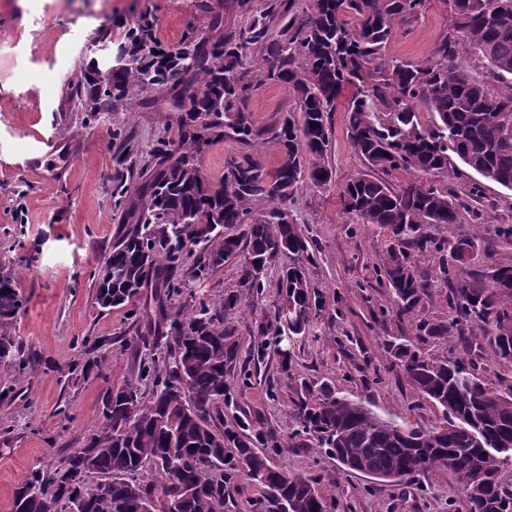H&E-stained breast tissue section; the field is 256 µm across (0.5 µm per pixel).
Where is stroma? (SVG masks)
<instances>
[{
  "instance_id": "obj_1",
  "label": "stroma",
  "mask_w": 512,
  "mask_h": 512,
  "mask_svg": "<svg viewBox=\"0 0 512 512\" xmlns=\"http://www.w3.org/2000/svg\"><path fill=\"white\" fill-rule=\"evenodd\" d=\"M251 3L252 12L267 7V0ZM252 12L236 0H0V270L14 274L23 300L6 331L34 363L23 373L0 363V512H11L12 490L32 469L53 470L63 455L89 443L99 430L105 392L138 372L140 355L127 344L138 322L128 306L105 310L95 297V276L124 229L112 197L114 133L132 131L149 151L158 142L177 141L178 127L162 100L150 107L120 105L109 116L85 112L73 89L91 57V38L108 27L113 41H120L129 24L147 13L157 38L172 44L188 31L207 32L212 14H223L225 28L239 29ZM449 21L444 0H426L418 19L394 26L386 59L430 60ZM258 58L251 52L243 69L252 86L246 107L255 128L265 129L298 106L287 86L266 81ZM35 135L72 147L62 174L19 166ZM329 163L331 184L303 186L291 207L315 242L307 269L327 298L326 308L294 342L290 372L268 353L251 386H235L237 408L223 411L220 426L239 416L265 432L287 435L288 406L303 381L336 386L400 423L433 426L442 420L440 409L410 387L385 345L414 340L418 318L448 319V286L438 283L421 315L397 314L375 274L388 236L354 223L340 199L341 186L365 170L347 139L341 109L332 114ZM476 182L482 185L479 208L512 216V191L481 180L464 164L436 180L461 194ZM461 227L482 237L469 271L512 264V237L498 235L492 224H472L466 212ZM278 277V269H271L261 298L224 313L240 341L239 361L261 342L255 330L278 301ZM422 347L431 358L472 357L489 382L512 379V364L499 362L490 349L475 351L472 336L429 339ZM267 454L276 466L330 488L329 512H467L446 471L391 484L344 470L315 448H271Z\"/></svg>"
}]
</instances>
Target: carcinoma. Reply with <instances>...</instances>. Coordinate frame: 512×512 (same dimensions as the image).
Segmentation results:
<instances>
[{
	"mask_svg": "<svg viewBox=\"0 0 512 512\" xmlns=\"http://www.w3.org/2000/svg\"><path fill=\"white\" fill-rule=\"evenodd\" d=\"M448 31L423 64L386 59L393 26L418 18L425 0H315L312 11L291 2L270 5L250 24L224 32V18L211 20V32L189 33L164 46L152 34L153 19L140 15L127 28L115 54L90 60L75 88L93 114H112L119 102L152 104L159 94L177 114L179 139L153 150L154 164L140 185L129 188L117 175L126 230L105 259L97 278L96 300L103 309L128 304L150 289L135 312L144 333L134 347L157 336L168 339L172 361L151 355L140 364L137 381L114 388L111 412L99 410L100 431L84 448L63 458L50 473L31 471L12 493L11 512H166L181 498L184 512H224L226 492L241 477L264 490L268 512L281 501L290 512H326L327 500L311 479L275 468L257 448L316 446L346 469L360 463L369 476L395 475L408 481L433 470L454 475L462 490L482 484L480 497L466 496L469 512H512V487L499 480L512 447V380L490 385L472 360L424 357L405 343L386 344L410 386L441 408L443 422L410 427L375 412L350 393L328 384L301 383L291 400L288 438L249 431L241 418L222 429L213 425L220 405L234 404L231 370L251 383L250 364L264 361L266 347L251 362L237 365L235 330L224 326V310L263 295L268 268L289 256L279 279L281 300L257 335L271 336L282 369L291 352L280 336H300L325 309L305 263L314 246L289 219L288 204L303 185L332 182L328 152L332 113L346 101V130L367 172L341 189L346 213L358 223L390 233L377 280L391 291L401 314L421 311L438 279L448 282V321L420 319L418 339H446L470 327L471 336L491 347L502 363L512 362V265H493L479 276L466 264L480 239L474 233L446 235L460 223V210L481 224L484 210L459 194L439 188L427 176L455 171L454 159L487 181L512 190V90L495 92L461 66L470 54L501 81L512 82V0H446ZM259 49L266 80L296 94L301 116H284L258 130L246 112L251 86L243 82V58ZM432 114L428 124L420 109ZM266 136L282 151L273 173L256 166L247 149ZM120 139L116 163L136 165L135 138ZM229 138L241 146L225 165L224 179L207 182L197 157L212 143ZM406 170L413 178L393 185L386 176ZM269 211L258 215L253 205ZM205 256L185 262L194 248ZM417 253L439 256L437 271L420 269ZM237 260L240 292L218 304L184 301L186 281H204ZM22 306L16 281L0 275V325ZM152 385L145 398L138 382ZM124 388L136 389L140 416L129 408ZM144 472L152 474L145 482ZM100 477L94 488L87 479Z\"/></svg>",
	"mask_w": 512,
	"mask_h": 512,
	"instance_id": "cac0c4a2",
	"label": "carcinoma"
}]
</instances>
